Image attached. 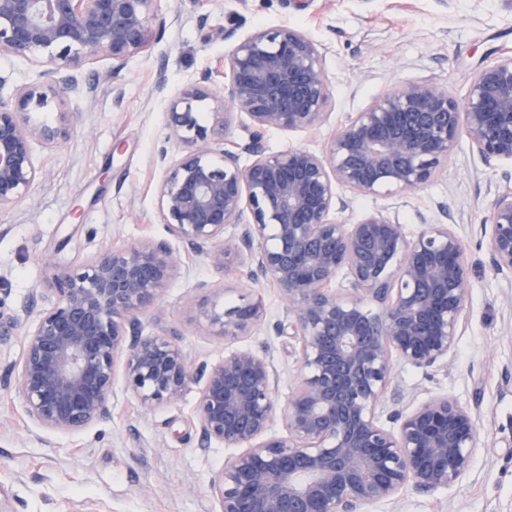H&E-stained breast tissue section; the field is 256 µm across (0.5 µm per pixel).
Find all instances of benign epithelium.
Wrapping results in <instances>:
<instances>
[{
  "instance_id": "1",
  "label": "benign epithelium",
  "mask_w": 512,
  "mask_h": 512,
  "mask_svg": "<svg viewBox=\"0 0 512 512\" xmlns=\"http://www.w3.org/2000/svg\"><path fill=\"white\" fill-rule=\"evenodd\" d=\"M154 2L0 0V56L37 68L35 81L0 94V213L43 180L33 143L57 147L67 136L68 113L50 126L30 123L28 112L75 86L84 61L104 56L116 72L145 51L156 37ZM225 38L233 46L224 83L211 84L207 72L165 112L183 154L159 187L158 212L170 235L212 267L245 264L253 281L277 289L283 316L273 330L299 345L285 434L271 433L278 374L266 356L237 349L196 366L166 335L142 333L140 317L185 268L165 240L105 249L83 273L54 276L50 305L26 330L15 394L38 428L78 434L112 418L119 372L145 414L196 385L202 438L239 449L212 481L218 512H364L410 486L433 494L462 482L479 437L476 414L448 396L407 406L393 382L397 362H449L467 311L464 243L450 224L426 222L411 236L381 212L346 224L337 187L413 194L462 136L485 161L512 164V54L479 70L462 99L427 81L395 84L323 152L268 153L265 131H312L326 121L323 48L285 27L243 37L230 29ZM235 115L245 137L226 148ZM488 250L496 272L512 273V191L493 203ZM342 271L347 284L335 288ZM261 317L245 303L213 310L208 321L234 340Z\"/></svg>"
}]
</instances>
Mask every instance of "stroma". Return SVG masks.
Segmentation results:
<instances>
[{
  "instance_id": "stroma-1",
  "label": "stroma",
  "mask_w": 512,
  "mask_h": 512,
  "mask_svg": "<svg viewBox=\"0 0 512 512\" xmlns=\"http://www.w3.org/2000/svg\"><path fill=\"white\" fill-rule=\"evenodd\" d=\"M164 25L148 52L119 72L109 60L83 64L80 83L29 113L57 124L73 113L55 149L35 144L46 176L32 200L0 214V512H217L211 482L234 449L204 443L193 420L194 393L143 414L123 382L112 388V419L78 435L47 433L29 421L5 385L25 345V331L46 302L38 296L56 269L82 273L98 252L169 233L158 217L161 154H175L164 113L171 95L211 73L224 80L231 44L224 32L288 26L322 44L330 115L319 129L269 131L268 151H322L342 124L392 85L428 80L463 97L474 74L512 53V0H155ZM166 89L157 92V80ZM512 189V166L484 161L459 140L447 164L414 194L363 195L342 187L350 203L341 221L382 211L417 234L423 220L448 221L466 245L468 309L448 365H400L394 382L411 403L449 395L477 412L478 450L468 479L435 494L403 491L367 512H512V276L495 274L484 237L492 201ZM176 253L190 273L168 285L143 334H166L196 362L221 359L226 344L210 328L212 306L260 303L263 324L236 346L267 354L286 405L298 372L293 338L272 336L276 288L253 282L246 267L227 272L202 257ZM205 290H197L198 282ZM195 304H187L188 296Z\"/></svg>"
}]
</instances>
